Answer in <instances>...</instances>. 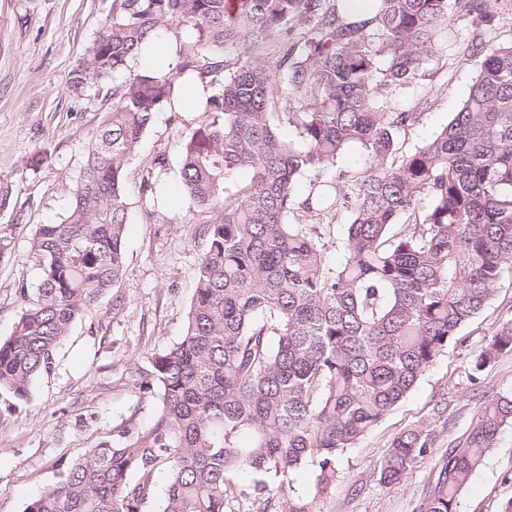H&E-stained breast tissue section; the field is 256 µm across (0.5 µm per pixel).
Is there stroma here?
Returning <instances> with one entry per match:
<instances>
[{
  "label": "stroma",
  "instance_id": "35a3bbf8",
  "mask_svg": "<svg viewBox=\"0 0 512 512\" xmlns=\"http://www.w3.org/2000/svg\"><path fill=\"white\" fill-rule=\"evenodd\" d=\"M497 16L491 31L456 14L445 31L416 94L396 97L395 108L423 110L420 125L400 136V152L414 151L451 119L465 100L480 57H467L463 43L512 42V0H488ZM112 11V0H0V339L8 338L26 308L22 289L36 288L39 271L31 245L39 225L57 222L68 210L85 152L109 107L105 90L91 86L70 96L67 82L88 44ZM197 118L170 109L157 112L125 173L129 222L123 240L121 279L79 318L59 348L50 372L33 382L28 400L0 389V512H24L40 491L58 482L66 464L124 427L150 423L154 402L128 377L133 363L181 338L192 299L199 256L207 246L205 215L184 196L165 202L156 221L139 193L141 173L165 154L162 183L178 184L183 137ZM43 153L32 166L34 153ZM512 315V278H504L475 319L462 327L467 346H449L413 391L337 461L336 481L316 494L311 467L292 473L298 496L317 497L319 512H418L436 474V457L421 459L403 482L382 486L377 468L403 428L427 424L446 448L472 423L489 393L512 388V354L488 370L485 391L472 388L465 360ZM512 499V429L504 430L464 489L460 512H499Z\"/></svg>",
  "mask_w": 512,
  "mask_h": 512
}]
</instances>
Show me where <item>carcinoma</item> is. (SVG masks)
I'll list each match as a JSON object with an SVG mask.
<instances>
[{
	"label": "carcinoma",
	"instance_id": "cac0c4a2",
	"mask_svg": "<svg viewBox=\"0 0 512 512\" xmlns=\"http://www.w3.org/2000/svg\"><path fill=\"white\" fill-rule=\"evenodd\" d=\"M235 3L113 0L69 78L75 98L92 81H116L112 104L69 209L32 243L39 283L21 289L27 308L0 340V387L28 399L73 323L122 275L125 172L176 81L138 66L161 35L176 40L178 74L219 87L184 135L180 168L183 192L211 218L183 336L134 367L152 422L89 449L25 512H145L161 468L155 512H224L245 494L240 472L254 475L252 494L273 476L288 512H319L339 455L407 397L512 276V43L466 47L484 54L467 98L409 154L398 137L424 113L390 105L426 76L456 13L494 26L487 0H375L363 22L343 16L344 0ZM282 121L294 138L279 135ZM353 145L364 166L336 171ZM166 166L158 154L143 171L146 201ZM305 173L314 180L301 198ZM341 207L352 219L330 263L323 236ZM508 353L512 318L468 353L470 382ZM506 427L512 390L449 442L418 512H458ZM436 440L424 425L397 433L380 484L401 483ZM308 465L316 496L303 499L288 476Z\"/></svg>",
	"mask_w": 512,
	"mask_h": 512
}]
</instances>
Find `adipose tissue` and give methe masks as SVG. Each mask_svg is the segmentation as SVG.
Here are the masks:
<instances>
[{"label":"adipose tissue","mask_w":512,"mask_h":512,"mask_svg":"<svg viewBox=\"0 0 512 512\" xmlns=\"http://www.w3.org/2000/svg\"><path fill=\"white\" fill-rule=\"evenodd\" d=\"M143 64L157 68L160 73L176 75L172 95V106L176 111L189 116L196 114L211 93L210 87L197 77L179 74L180 59L176 53L174 38H159L153 45L150 57L144 59Z\"/></svg>","instance_id":"obj_1"}]
</instances>
